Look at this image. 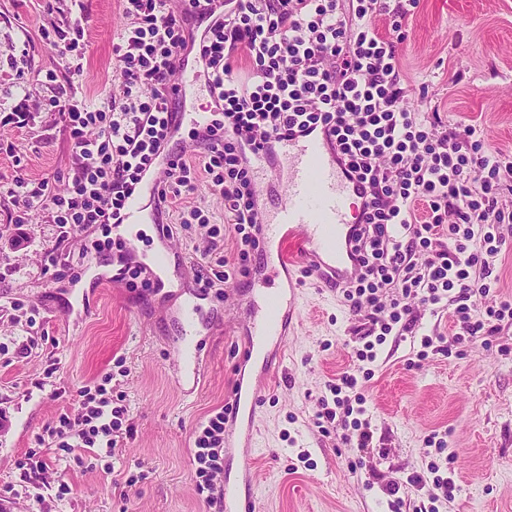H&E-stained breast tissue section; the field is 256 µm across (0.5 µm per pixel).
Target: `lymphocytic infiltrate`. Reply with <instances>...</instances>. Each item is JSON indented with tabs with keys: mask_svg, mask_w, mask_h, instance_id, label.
<instances>
[{
	"mask_svg": "<svg viewBox=\"0 0 512 512\" xmlns=\"http://www.w3.org/2000/svg\"><path fill=\"white\" fill-rule=\"evenodd\" d=\"M199 51L224 101L216 140L192 137L188 152L163 173L160 199L181 225L206 228L209 243L193 266L196 283L243 284L260 253L258 200L247 146L311 126L327 128L351 172L367 185L368 202L356 234L358 278L341 296L359 315L363 340L355 361L328 383L315 426L339 428L343 444L369 447L368 423L354 418L363 383L372 377L378 346L409 331L418 308L454 304L455 343L494 335L512 320V298L498 294L495 265L507 248L503 225L512 204L503 198L512 155L489 149L475 125L449 117L444 131L405 105L408 89L399 45L416 0H233ZM128 23L112 47L119 97L91 107L71 80L52 82L50 102L63 117L75 149L67 177H16L9 194L31 211L49 203L57 245L72 229L121 221L125 201L166 143L176 109L169 99L184 46V19L172 0H123ZM384 19L391 37L375 27ZM64 189H57V182ZM224 202L235 234L224 254V226L190 205L198 187ZM486 298L476 307L473 297ZM104 375L81 387L77 410L36 435V447L115 454L126 421L123 397ZM229 407L210 412L193 430L195 489L208 512H222L224 431Z\"/></svg>",
	"mask_w": 512,
	"mask_h": 512,
	"instance_id": "1",
	"label": "lymphocytic infiltrate"
}]
</instances>
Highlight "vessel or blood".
Returning a JSON list of instances; mask_svg holds the SVG:
<instances>
[{
	"instance_id": "obj_1",
	"label": "vessel or blood",
	"mask_w": 512,
	"mask_h": 512,
	"mask_svg": "<svg viewBox=\"0 0 512 512\" xmlns=\"http://www.w3.org/2000/svg\"><path fill=\"white\" fill-rule=\"evenodd\" d=\"M224 13V0H211L207 10L194 12L185 31L190 54H182L175 83L177 120L171 129L167 149L160 155L155 169L147 172L128 199L118 226L125 239V260L140 262L141 253L132 238L139 224H159L156 211L160 171L184 149L182 129L192 126L208 135L216 112L223 102L214 92L205 60L195 47L203 42L215 18ZM276 156L285 157L276 186L269 188V200L260 218L263 243L262 274L254 280L263 298L260 315L253 321L242 341L243 357L258 349L274 346L284 349L288 330L299 321L300 293L305 286L319 289L346 285L359 274V264L351 259L352 233L360 211L359 202L366 197V185L352 174L338 155L335 143L325 130H303L278 142ZM209 322L201 305L195 304L180 313V346L175 367L181 384L198 386L204 372L199 335ZM278 365L264 360L261 373L248 393L234 391L233 408L248 410L249 420H256L264 398L267 375ZM225 512H257L252 494H240L224 485Z\"/></svg>"
}]
</instances>
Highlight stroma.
Returning <instances> with one entry per match:
<instances>
[{
	"mask_svg": "<svg viewBox=\"0 0 512 512\" xmlns=\"http://www.w3.org/2000/svg\"><path fill=\"white\" fill-rule=\"evenodd\" d=\"M63 24L85 30L74 84L99 105L113 85L112 44L127 24L121 0H53L49 11L43 0H0V512H206L194 486L192 431L230 403L234 384L249 386L259 374L261 357L240 355L251 296L242 288L204 302L205 375L188 393L172 369L173 339L180 310L193 301L198 226L175 228L179 254L158 293L111 282L118 249L108 226L78 234L46 266L58 229L41 209L18 220L8 190L15 161L32 178L72 165L73 144L48 104L47 80L65 74L68 59L42 37ZM401 56L411 112L455 114L492 148L512 153V0H419ZM20 107L34 116L24 129L4 121ZM360 324L341 297L307 292L255 435L242 414L225 440V480L241 483L247 447L261 512H391L387 483L435 463L452 477L453 497L435 500L430 483L412 487L400 512H512V322L457 355L418 362L421 337L448 346L456 331L451 309L419 310L411 334L388 337L378 353L364 413L373 439L363 450L314 425L328 382L352 361ZM107 373L126 396L133 429L119 437L111 463L48 448L47 470L27 465L35 435ZM434 433L446 440L444 452L427 446ZM302 452L308 462L299 461Z\"/></svg>",
	"mask_w": 512,
	"mask_h": 512,
	"instance_id": "obj_1",
	"label": "stroma"
}]
</instances>
